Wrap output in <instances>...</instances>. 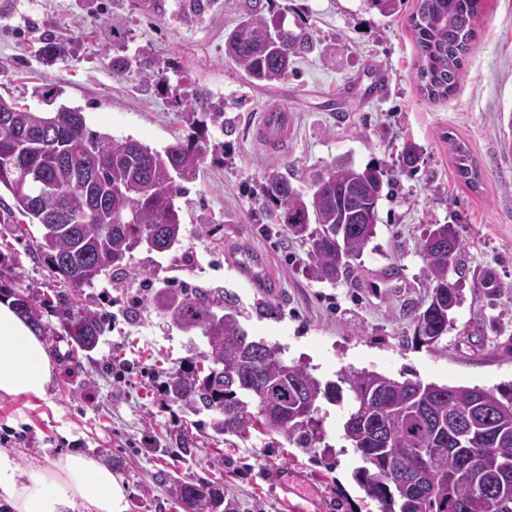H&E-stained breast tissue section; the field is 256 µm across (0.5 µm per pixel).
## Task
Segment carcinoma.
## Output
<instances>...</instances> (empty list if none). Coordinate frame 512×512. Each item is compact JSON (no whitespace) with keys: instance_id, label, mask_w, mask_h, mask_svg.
<instances>
[{"instance_id":"obj_1","label":"carcinoma","mask_w":512,"mask_h":512,"mask_svg":"<svg viewBox=\"0 0 512 512\" xmlns=\"http://www.w3.org/2000/svg\"><path fill=\"white\" fill-rule=\"evenodd\" d=\"M363 2L383 18L397 15L402 6V0ZM483 11L484 0H417L409 18L415 80L428 99H446L458 86ZM40 43L38 55L46 64L65 54L50 28ZM312 46L305 28L282 29L265 15L262 0H244L243 16L227 33L224 50L251 84L268 86L287 77L293 58ZM2 112L10 125L0 127V188L11 194L21 216L40 226L38 251L65 287H72L78 268L85 271V286L103 276L123 279L127 259L148 236L153 251L180 245L184 223L175 199L184 193L183 183L196 179L206 154V120L194 109L184 113L187 138L161 152L132 138L91 131L82 113L68 107L35 112L0 97ZM46 126L61 135L57 145L45 144ZM448 148L459 180L476 186L482 174L469 146L450 135ZM86 166L95 176L69 200L66 217L60 193L79 180ZM390 167L333 162L323 178L310 172L301 188L283 176L279 164L265 168L261 193L267 212L289 235L309 244L307 268L314 278L334 282L362 256L376 235L378 202L389 185ZM418 251L432 293L445 292L416 315L417 342L434 349L463 302L462 289L450 278L463 242L454 225L431 224ZM152 300L183 330L198 331L206 340L208 368L180 364L165 392L174 403L211 413L208 427L215 434L238 436L259 423L268 433L313 450L323 440L320 403L341 405L349 394L353 404L342 425L343 438L364 462L354 479L381 512H490L495 499V512H512V392L399 381L367 370H349L338 381L323 383L288 363L279 348L249 339L231 293L158 288ZM48 308L77 348L95 349L102 333L97 312L74 310L66 292ZM410 452L427 455L431 480L426 489L399 485L390 477V468ZM464 457L478 468L469 481L455 478ZM174 495L187 512H233L224 490L208 481L182 480Z\"/></svg>"}]
</instances>
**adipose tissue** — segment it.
I'll return each instance as SVG.
<instances>
[{
    "mask_svg": "<svg viewBox=\"0 0 512 512\" xmlns=\"http://www.w3.org/2000/svg\"><path fill=\"white\" fill-rule=\"evenodd\" d=\"M52 373L45 342L13 298L0 297V397H43ZM128 496L123 477L88 454L64 453L44 467L0 450V498L12 512H127Z\"/></svg>",
    "mask_w": 512,
    "mask_h": 512,
    "instance_id": "ef3b65f1",
    "label": "adipose tissue"
}]
</instances>
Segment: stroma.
<instances>
[{"label":"stroma","instance_id":"obj_1","mask_svg":"<svg viewBox=\"0 0 512 512\" xmlns=\"http://www.w3.org/2000/svg\"><path fill=\"white\" fill-rule=\"evenodd\" d=\"M183 0H0V95L37 112L66 106L88 128L164 150L185 138L187 105L222 113L209 123L197 179L177 198L181 245L138 249L123 282L84 287L82 303L103 322L96 349L73 350L50 310L43 339L54 376L44 398L0 397V435L21 464L47 465L65 452L96 455L128 484V512H184L160 471L213 481L234 512H380L352 478L361 461L342 438L346 406L322 403L325 438L314 452L277 434L209 439L208 414L193 415L157 386L205 348L200 333L181 330L151 303L147 282L221 288L236 295L249 338L280 348L283 358L321 382L348 369L396 380L512 389V144L501 126L512 118V0H485L478 37L456 91L441 101L414 78L409 16L380 17L362 0H276L285 28L303 26L312 50L298 55L288 78L246 84L224 55V35L243 0H209L188 21ZM66 43L52 65L34 52L45 23ZM135 58L130 73L112 70L117 50ZM178 88L171 98L165 86ZM288 109L285 150L256 142L254 126L268 108ZM468 143L484 180L459 182L447 135ZM421 148L414 173L396 176L378 203L377 234L352 273L336 282L312 277L307 244L262 215L266 165L277 162L291 182L339 156L357 166L392 162L406 142ZM0 192V293L54 299L64 286L37 250L38 225L13 213ZM457 225L464 251L453 279L463 304L437 350L413 343L415 316L431 290L417 244L428 225ZM263 256L279 284L259 313V292L239 276L243 254ZM496 285L480 287L484 275ZM196 452L182 456L179 438Z\"/></svg>","mask_w":512,"mask_h":512}]
</instances>
